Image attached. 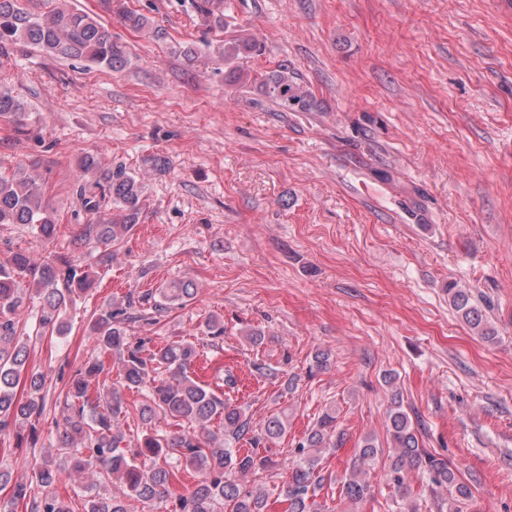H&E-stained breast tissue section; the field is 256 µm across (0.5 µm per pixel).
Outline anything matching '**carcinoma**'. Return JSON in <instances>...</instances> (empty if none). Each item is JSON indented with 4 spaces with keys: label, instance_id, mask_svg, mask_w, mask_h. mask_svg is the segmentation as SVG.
Segmentation results:
<instances>
[{
    "label": "carcinoma",
    "instance_id": "carcinoma-1",
    "mask_svg": "<svg viewBox=\"0 0 512 512\" xmlns=\"http://www.w3.org/2000/svg\"><path fill=\"white\" fill-rule=\"evenodd\" d=\"M207 21L224 17V0H201L197 5ZM115 9L125 26L148 31L156 36L150 18L128 10L119 2ZM23 45L33 46L46 56L58 60H86L113 71L127 63V52L112 31L93 11L73 9L69 0H0V62L8 60ZM260 51L253 39H235L224 43L222 52L228 58L246 57ZM258 90L282 108L306 112L313 106V96L298 74L286 65L266 73L258 82ZM9 115L19 123L26 115L25 105L12 91L0 85V116ZM80 198L98 220L83 225L74 244L82 249L90 244L109 245L129 233L139 223L143 199L142 182L125 167L101 168L93 153L80 163ZM98 189L101 200L87 196ZM107 202L114 214L101 209ZM0 224L31 226L44 240L57 237L56 216L44 200L38 179L22 170L0 176ZM28 280L39 299L40 316L37 332L63 335L67 304L73 296L93 287L95 271H87L75 256H49L33 261L21 251H11L0 259V436L13 435L18 443L30 439L37 444L36 425L45 411L46 395L42 379H30L26 401L16 398L15 388L30 353V338L17 334L16 315L25 298L20 288ZM197 288L190 281H179L163 289V297L173 302L192 299ZM448 300L452 309L480 338L496 339L483 311L473 303L471 293L448 284ZM126 309L117 307L98 314L90 327L95 347L101 352L122 356L120 388L102 385L91 397L92 383L106 372L104 361L92 356L76 371L64 397L65 412L54 422L57 455L68 460L76 472H89L96 482L87 487L85 512H127L124 501L136 498L152 502L168 496L171 467L185 465L201 474L187 496L174 497L168 512H267L268 494L260 488H248L238 482L237 475L246 474L266 459L259 456L261 439H277L286 432V419L271 416L264 425L263 437L250 435L251 423L242 407L224 399V395L191 377L199 357L191 341L147 345L134 342L122 326ZM146 391L140 405L141 437L137 450L121 447L126 435L120 428V417L128 406L121 390ZM177 426L175 431L156 427L158 418ZM214 421L217 431L201 439V431ZM388 432L393 453L384 472L401 498L411 492L408 473L417 468L429 478L431 493L440 498V512H463L473 497V484L463 481L457 469L420 447L418 429L399 401L388 412ZM248 439L252 448L241 453L228 446V441ZM345 433L337 427L336 413L326 409L299 442L295 457L284 463L288 473L284 494L288 512H325L318 501L325 484L320 467L321 450L338 448ZM383 448L373 436H366L355 449L349 469L335 483L339 498L356 505L371 492L373 465ZM32 471L43 488L59 482L65 472L56 458L48 454L35 461ZM13 485V499H24L28 486L13 481L12 471L0 467V485ZM31 512H71L53 493L32 500Z\"/></svg>",
    "mask_w": 512,
    "mask_h": 512
}]
</instances>
